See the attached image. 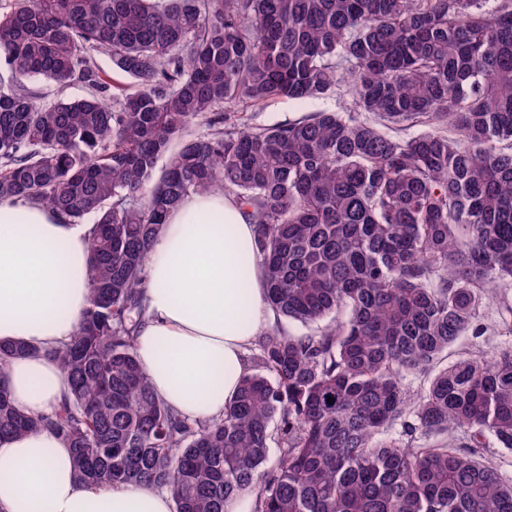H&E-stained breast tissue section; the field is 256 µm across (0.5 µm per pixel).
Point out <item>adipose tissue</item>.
<instances>
[{
    "label": "adipose tissue",
    "instance_id": "1",
    "mask_svg": "<svg viewBox=\"0 0 512 512\" xmlns=\"http://www.w3.org/2000/svg\"><path fill=\"white\" fill-rule=\"evenodd\" d=\"M89 225L52 209L0 200V343L54 348L74 335L89 288ZM256 235L236 201L194 194L172 211L148 263L149 319L139 360L159 398L189 417H219L266 321ZM14 404L43 414L68 392L41 355L7 369ZM0 512H174L167 492L78 482L70 448L46 431L0 439Z\"/></svg>",
    "mask_w": 512,
    "mask_h": 512
}]
</instances>
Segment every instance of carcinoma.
<instances>
[{
  "instance_id": "obj_1",
  "label": "carcinoma",
  "mask_w": 512,
  "mask_h": 512,
  "mask_svg": "<svg viewBox=\"0 0 512 512\" xmlns=\"http://www.w3.org/2000/svg\"><path fill=\"white\" fill-rule=\"evenodd\" d=\"M0 65V199L93 224L87 305L48 351L69 393L19 410L6 366L35 349L0 345V437L51 431L78 481L175 512H512L483 458L512 451V346L440 365L512 283V0H0ZM342 85L352 112L235 118ZM212 192L246 208L266 303L307 331H262L224 415L191 420L137 340L167 215ZM25 86L29 91L49 99L56 97H74L85 94L83 86L79 83L72 85L69 89L60 93L58 92L57 86L53 82L42 78H31L25 81Z\"/></svg>"
}]
</instances>
